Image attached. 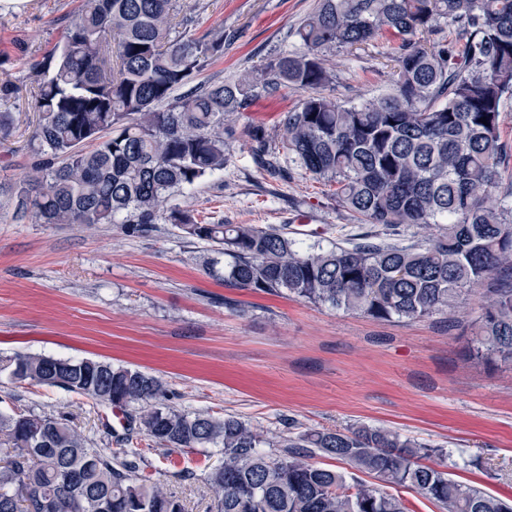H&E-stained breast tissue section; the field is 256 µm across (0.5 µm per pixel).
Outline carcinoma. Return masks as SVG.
Wrapping results in <instances>:
<instances>
[{"label": "carcinoma", "mask_w": 512, "mask_h": 512, "mask_svg": "<svg viewBox=\"0 0 512 512\" xmlns=\"http://www.w3.org/2000/svg\"><path fill=\"white\" fill-rule=\"evenodd\" d=\"M178 0H84L61 45L40 63L31 141L37 160L19 189V218L39 224L157 222L169 199L224 170V125L259 96L305 93L282 134L249 133L254 164L284 176L282 160L335 187L338 206L391 235L403 224L441 227L426 245L303 246L274 226L202 224L178 207L167 220L231 258L224 282L288 292L378 320L454 315L493 276L503 281L478 316L475 357L512 361V182L500 180V135L512 99V0H318L295 29L299 49L278 52L235 79L175 92L224 55V32L176 26ZM454 41L436 39L445 28ZM378 45L393 63L389 91L359 104L325 93L327 57ZM486 118V123L479 119ZM59 387L137 415L166 449L217 448L208 484L216 512H406L382 488L351 484L311 462L328 456L415 490L442 512H512V504L454 480L441 448L380 427L309 430L275 456L234 415L167 403L148 373L92 359L17 354L0 372ZM13 454L0 464V512H185L141 467L136 448L93 446L63 415L0 411Z\"/></svg>", "instance_id": "1"}]
</instances>
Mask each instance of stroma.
<instances>
[{
    "instance_id": "stroma-1",
    "label": "stroma",
    "mask_w": 512,
    "mask_h": 512,
    "mask_svg": "<svg viewBox=\"0 0 512 512\" xmlns=\"http://www.w3.org/2000/svg\"><path fill=\"white\" fill-rule=\"evenodd\" d=\"M81 0H0V99L11 133L0 138V357L16 353L106 360L160 377L172 406L248 420L277 454L288 433L385 427L443 447L453 478L512 499V362L472 354L482 300H465L454 320H376L357 313L225 285L206 266L212 244L158 218L146 232L128 224H38L15 217V191L35 159L30 131L34 66L61 39ZM317 0H180L195 33L224 31V54L196 83L221 81L296 48L293 32ZM330 93L361 102L386 90L392 64L377 48L331 56ZM280 89L258 98L235 122L222 173L184 189L173 203L199 222L285 228L304 244L384 240L383 228L337 207L330 187L299 168L276 181L253 167L250 129L280 131L300 99ZM64 414L97 447L127 436L105 434L109 406L61 388L0 375V410ZM144 468L186 512H211L207 465L218 449L149 448ZM180 470L191 479L177 478Z\"/></svg>"
}]
</instances>
